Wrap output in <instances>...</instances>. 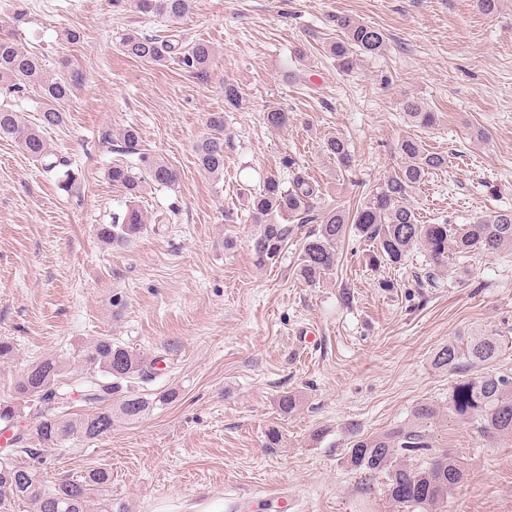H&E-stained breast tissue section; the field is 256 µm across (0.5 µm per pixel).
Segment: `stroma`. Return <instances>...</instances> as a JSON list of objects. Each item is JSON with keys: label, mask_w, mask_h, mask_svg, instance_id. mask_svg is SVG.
Wrapping results in <instances>:
<instances>
[{"label": "stroma", "mask_w": 512, "mask_h": 512, "mask_svg": "<svg viewBox=\"0 0 512 512\" xmlns=\"http://www.w3.org/2000/svg\"><path fill=\"white\" fill-rule=\"evenodd\" d=\"M339 15L387 37L348 74L328 51ZM1 21L50 70L76 69L84 81L47 135L74 190L0 140V340L17 353L0 363V402L14 401L29 360L69 358L100 337L154 362L132 391L176 394L107 436L19 454L18 464L47 485L110 470L112 512H392L380 479L350 471L345 449L353 433H385L428 402L440 411L426 424L433 446L467 468L447 512H512V441L451 415L455 377L432 363L449 339L477 330L512 343V246L449 261L431 288L424 247L403 265L376 264L371 241L353 232L332 273L311 285L297 271L310 225H296L260 269L248 205L268 177L289 181L294 165L320 185L318 211H355L401 167L397 145L413 136L448 158L410 193L422 223L460 229L512 208V0L489 13L478 0H196L177 29L186 43L216 47L203 78L119 52L124 33L165 28L128 0H0ZM68 28L79 42L65 40ZM228 82L241 94L235 109L224 105ZM408 98L437 124L415 127ZM271 109L288 112L286 128L265 124ZM216 112L218 179L195 153ZM128 126L145 153L177 169L174 187L147 185L132 201L111 185L112 165L138 166L116 139ZM331 136L349 143L350 169L323 153ZM131 204L146 229L106 247L99 226ZM286 391L300 399L287 416L277 406ZM272 429L280 447L266 445Z\"/></svg>", "instance_id": "stroma-1"}]
</instances>
